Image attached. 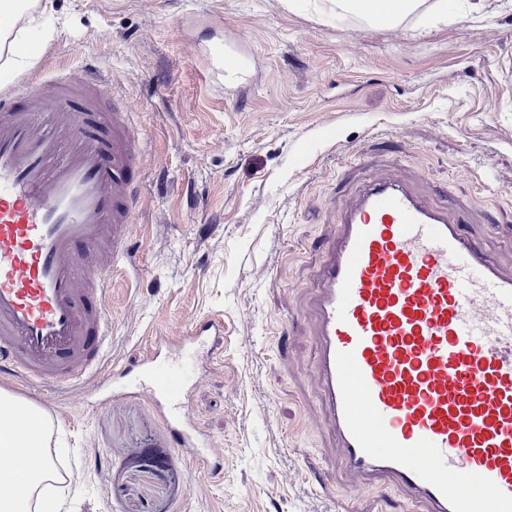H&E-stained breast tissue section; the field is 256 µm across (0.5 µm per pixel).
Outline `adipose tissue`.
Instances as JSON below:
<instances>
[{"label":"adipose tissue","mask_w":512,"mask_h":512,"mask_svg":"<svg viewBox=\"0 0 512 512\" xmlns=\"http://www.w3.org/2000/svg\"><path fill=\"white\" fill-rule=\"evenodd\" d=\"M336 10L369 26H396L408 18L420 22L447 17L448 0H335ZM40 0H0V53L7 59L0 72L9 73L21 57L24 29L18 22L22 14L39 10ZM17 420L16 429L0 433V455L11 449H29L27 462L18 469H0V512H56L64 495L60 486L44 487V467L49 457L50 421L40 411L13 396L0 392V419Z\"/></svg>","instance_id":"1"}]
</instances>
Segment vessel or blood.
<instances>
[{
	"label": "vessel or blood",
	"mask_w": 512,
	"mask_h": 512,
	"mask_svg": "<svg viewBox=\"0 0 512 512\" xmlns=\"http://www.w3.org/2000/svg\"><path fill=\"white\" fill-rule=\"evenodd\" d=\"M97 69L0 97V362L30 387H94L109 341L105 296L128 255L141 140L104 111ZM316 376L348 469L384 476L428 512H512V275L394 177L366 183L339 220L312 298ZM224 324L155 339L212 360ZM136 388L176 448L221 457L148 360Z\"/></svg>",
	"instance_id": "1"
}]
</instances>
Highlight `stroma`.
Masks as SVG:
<instances>
[{
	"label": "stroma",
	"mask_w": 512,
	"mask_h": 512,
	"mask_svg": "<svg viewBox=\"0 0 512 512\" xmlns=\"http://www.w3.org/2000/svg\"><path fill=\"white\" fill-rule=\"evenodd\" d=\"M20 24L35 53L6 91L94 65L143 141L105 370L224 323L207 373L153 364L222 450L218 474L177 451L142 397L0 374L54 423L64 512H427L346 469L308 304L338 214L393 173L512 274V0H450L422 27H370L329 0H49ZM227 40L244 69L230 87L209 78Z\"/></svg>",
	"instance_id": "35a3bbf8"
}]
</instances>
